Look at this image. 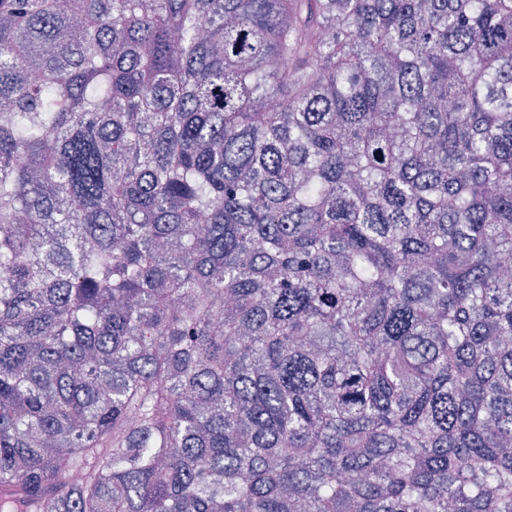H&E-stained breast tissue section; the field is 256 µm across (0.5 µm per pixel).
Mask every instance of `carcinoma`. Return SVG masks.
Returning a JSON list of instances; mask_svg holds the SVG:
<instances>
[{
	"instance_id": "cac0c4a2",
	"label": "carcinoma",
	"mask_w": 512,
	"mask_h": 512,
	"mask_svg": "<svg viewBox=\"0 0 512 512\" xmlns=\"http://www.w3.org/2000/svg\"><path fill=\"white\" fill-rule=\"evenodd\" d=\"M510 259L512 0H0V512H512Z\"/></svg>"
}]
</instances>
